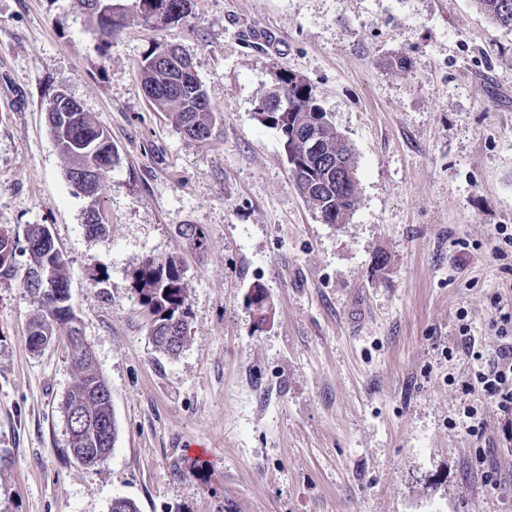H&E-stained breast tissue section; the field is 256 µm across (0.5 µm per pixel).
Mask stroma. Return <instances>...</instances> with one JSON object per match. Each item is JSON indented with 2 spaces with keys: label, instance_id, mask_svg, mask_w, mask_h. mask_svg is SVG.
<instances>
[{
  "label": "stroma",
  "instance_id": "1",
  "mask_svg": "<svg viewBox=\"0 0 512 512\" xmlns=\"http://www.w3.org/2000/svg\"><path fill=\"white\" fill-rule=\"evenodd\" d=\"M113 2L108 37L79 0H0V225L20 241L49 227L116 423L105 460L73 458V350H32L40 303L0 280V512H109L118 497L139 512H512L505 421L463 389L466 338L493 356L512 312V255H494L512 226V31L474 0H192L162 29ZM166 44L203 84L207 140L144 93L139 64ZM274 66L310 82L355 153L346 223L297 192L257 116ZM61 90L118 150L97 234L49 131ZM168 256L188 285L174 356L135 292L140 266ZM470 407L483 437L462 425Z\"/></svg>",
  "mask_w": 512,
  "mask_h": 512
}]
</instances>
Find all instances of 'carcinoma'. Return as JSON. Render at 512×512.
Instances as JSON below:
<instances>
[{
    "mask_svg": "<svg viewBox=\"0 0 512 512\" xmlns=\"http://www.w3.org/2000/svg\"><path fill=\"white\" fill-rule=\"evenodd\" d=\"M478 8L495 24L512 30V0H475ZM84 11L105 36H112L121 27L103 0H81ZM192 0H134L137 11L146 24L156 28L174 22H186L192 16ZM160 48L150 51L140 64L147 98L184 136L206 140L212 132L213 115L209 109L202 82L185 78L183 58L179 48L172 49V59L159 58ZM273 88L258 105L262 122L277 128L283 138L287 154L293 155L290 167L293 183L299 194L318 214L327 217L338 213L344 224L356 200L355 158L343 136L330 122L327 112L319 104L312 85L304 78L271 68ZM288 99V111L274 109V103ZM49 129L59 152L68 160L64 175L78 195H93L88 207L87 226L97 233L104 229L100 210V195L104 173L118 160V152L109 134L97 126L84 111L69 112L57 99L47 104ZM316 132L320 137V159L307 149L306 133ZM341 154L351 179L349 189L336 183V154ZM97 162L99 173L88 187L73 181L78 169L88 161ZM50 229L44 224H32L26 232L23 254L26 261L16 262L17 243L0 235V255L11 256L13 265L0 267V278L17 280L24 292L40 299V313L28 328L29 346L40 349L53 341L64 329H77V317L69 304L67 261L63 254L51 247ZM41 271L52 273L53 287L36 286L33 277ZM187 283L180 266L171 258L149 259L138 269L135 291L143 307L152 315L151 337L155 345L174 353L187 336ZM75 363L80 370L78 382L68 391L62 403L66 408L76 405L84 411L91 427L83 434L86 448L112 451L110 441H102L97 424L111 414V407L101 392L108 387L106 380L94 367L92 354L84 340L73 342Z\"/></svg>",
    "mask_w": 512,
    "mask_h": 512,
    "instance_id": "1",
    "label": "carcinoma"
}]
</instances>
